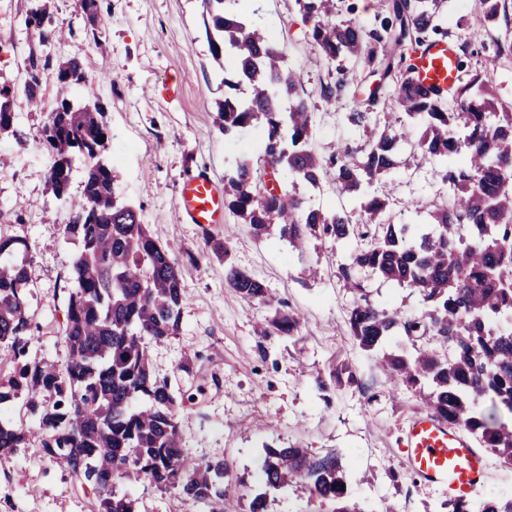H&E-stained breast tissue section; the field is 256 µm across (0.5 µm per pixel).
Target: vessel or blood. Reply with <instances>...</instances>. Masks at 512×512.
I'll return each mask as SVG.
<instances>
[{
  "label": "vessel or blood",
  "mask_w": 512,
  "mask_h": 512,
  "mask_svg": "<svg viewBox=\"0 0 512 512\" xmlns=\"http://www.w3.org/2000/svg\"><path fill=\"white\" fill-rule=\"evenodd\" d=\"M409 76L423 91L452 93L460 80L454 47L445 41L426 44ZM177 206L192 224L204 227L224 221V193L203 171L183 181ZM404 446L412 472L426 484L441 486L456 501L468 502L485 483L487 461L470 434L454 429L433 412H423L407 425Z\"/></svg>",
  "instance_id": "b4317fda"
}]
</instances>
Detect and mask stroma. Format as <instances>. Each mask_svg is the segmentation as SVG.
<instances>
[{
  "label": "stroma",
  "mask_w": 512,
  "mask_h": 512,
  "mask_svg": "<svg viewBox=\"0 0 512 512\" xmlns=\"http://www.w3.org/2000/svg\"><path fill=\"white\" fill-rule=\"evenodd\" d=\"M496 25L474 22V0H455L447 39L465 47L463 74H490L502 102H512V65L497 47L512 41V0ZM34 0H0V86L17 88L30 56L40 61L41 109L23 94L13 99L25 144L0 138V235L26 239L31 278L29 308L36 328L29 362L63 358L71 267L80 244L67 236L71 208L83 194L84 162L75 159L68 194L48 188L55 157L42 129L56 105L58 63L74 58L106 108L107 156L120 172L118 196L132 204L152 236L178 263L186 297L176 336L152 346L151 364L180 399L183 444L198 461L224 459L230 468L227 512H242L264 489L265 446H293L341 459L352 498L366 512H447L444 490L415 480L401 436L426 408L410 388L382 372L375 354L353 338L348 314L354 294L336 276L357 240L310 244L304 252L271 236L259 239L246 224L225 216L209 231L187 223L176 204L183 178L207 171L223 182L232 158L250 155L249 141L224 138L214 125L215 101L224 94L223 69L212 58L202 0H100L89 17L77 0H48L66 35L41 41L25 19ZM287 63L298 68L306 97L315 103L316 145L363 143L361 128L344 120L358 95L325 105L320 87L336 71L315 50L294 0H267ZM398 224L422 222L416 207L447 202L448 185L414 158L378 186ZM230 238L229 256L215 254L208 238ZM232 261L262 279L272 305L245 301L224 280ZM295 316L293 334L261 335L274 313ZM140 512H204L201 504L145 483L130 485ZM95 493L39 451L38 439L0 463V512H91ZM268 512H329L307 484L292 482L269 494Z\"/></svg>",
  "instance_id": "35a3bbf8"
}]
</instances>
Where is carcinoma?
I'll list each match as a JSON object with an SVG mask.
<instances>
[{"label": "carcinoma", "instance_id": "1", "mask_svg": "<svg viewBox=\"0 0 512 512\" xmlns=\"http://www.w3.org/2000/svg\"><path fill=\"white\" fill-rule=\"evenodd\" d=\"M212 25L213 59L224 60V98L215 124L229 138L260 132L254 157L235 160L224 174V208L258 238L276 235L294 249L311 239H358L361 246L338 266L337 277L354 290L349 325L358 345L376 352L401 333L411 354L386 353L380 367L424 393L429 409L472 434L480 447L512 465V112L498 102L480 73L469 75L452 97H432L405 76V56L430 35H445L444 0H391L390 15L368 29L336 21V0H295L309 25L311 44L336 63L334 82L321 86L330 102L350 85L347 64H363L380 84L367 106L348 113L363 129L361 146H314L315 112L301 96V74L283 65L284 49L258 0H203ZM479 21L497 23L505 0H476ZM56 107L42 141L58 157L49 185L66 196L75 155L86 168L83 198L66 234L78 240L73 288L63 330L66 353L57 361H27L33 332L25 264H0V350L14 373L0 381V404L26 395V414L38 422L41 454L96 491L92 512H138V499L119 490L144 482L160 492L225 512L224 485L231 478L222 459L197 461L183 448L177 401L166 379L152 371L150 348L175 335L186 298L181 272L168 250L140 222L135 208L116 194L118 169L105 158L106 112L79 61L59 63ZM252 95L240 99L241 84ZM21 91L39 100L38 62L31 59ZM16 90L0 88V135L22 144L16 124ZM389 100L400 115L371 120ZM416 128L415 151L448 182V203L425 211L435 232L411 240L413 225L383 220L390 209L375 182L401 163L405 130ZM280 174L279 189L264 186L262 170ZM358 202L359 221L345 210L312 208L298 186L320 187L329 169ZM224 279L250 303L272 302L269 288L229 262ZM417 291L423 310L406 315L373 303L357 271ZM489 401L485 410L477 408ZM30 431L0 422V461L27 447ZM265 491L245 512H267L269 492L305 480L332 512H364L349 496L339 457L313 456L303 448L265 450Z\"/></svg>", "mask_w": 512, "mask_h": 512}]
</instances>
